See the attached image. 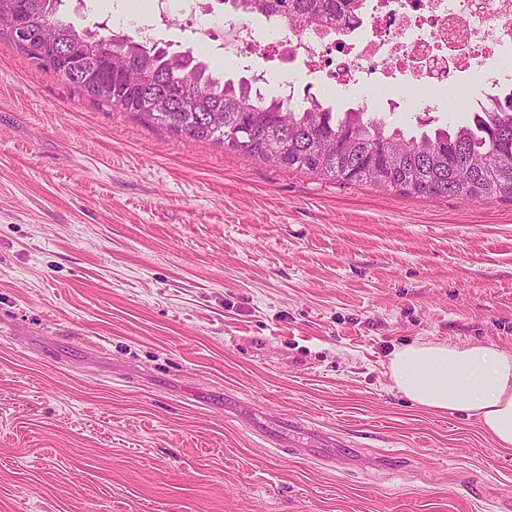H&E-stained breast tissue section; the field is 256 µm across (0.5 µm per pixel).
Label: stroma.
Masks as SVG:
<instances>
[{
    "mask_svg": "<svg viewBox=\"0 0 512 512\" xmlns=\"http://www.w3.org/2000/svg\"><path fill=\"white\" fill-rule=\"evenodd\" d=\"M152 8L62 11L130 36ZM156 39L241 74L180 15ZM417 340L512 351V199L287 171L0 39V512H512V448L395 388ZM286 420L308 434L270 447Z\"/></svg>",
    "mask_w": 512,
    "mask_h": 512,
    "instance_id": "obj_1",
    "label": "stroma"
}]
</instances>
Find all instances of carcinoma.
Wrapping results in <instances>:
<instances>
[{"label": "carcinoma", "instance_id": "1", "mask_svg": "<svg viewBox=\"0 0 512 512\" xmlns=\"http://www.w3.org/2000/svg\"><path fill=\"white\" fill-rule=\"evenodd\" d=\"M353 0H249L255 15L277 11L288 27L306 31L349 9ZM64 0H0V15L34 32L55 29L66 60L52 67L0 28L36 68L53 72L97 102L198 142L226 146L288 171H309L346 185H370L403 196H453L479 202L512 198V92L461 125L417 131L389 128L358 107L317 100L287 106L248 79H221L193 52L159 43L115 40L58 14Z\"/></svg>", "mask_w": 512, "mask_h": 512}]
</instances>
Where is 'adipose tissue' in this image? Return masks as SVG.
Segmentation results:
<instances>
[{
    "label": "adipose tissue",
    "mask_w": 512,
    "mask_h": 512,
    "mask_svg": "<svg viewBox=\"0 0 512 512\" xmlns=\"http://www.w3.org/2000/svg\"><path fill=\"white\" fill-rule=\"evenodd\" d=\"M389 370L413 403L473 414L498 446L512 448V353L421 341L396 349Z\"/></svg>",
    "instance_id": "adipose-tissue-1"
}]
</instances>
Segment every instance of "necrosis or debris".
Wrapping results in <instances>:
<instances>
[{
    "label": "necrosis or debris",
    "mask_w": 512,
    "mask_h": 512,
    "mask_svg": "<svg viewBox=\"0 0 512 512\" xmlns=\"http://www.w3.org/2000/svg\"><path fill=\"white\" fill-rule=\"evenodd\" d=\"M158 14L172 11L201 30L223 29L214 46L244 61L260 87L301 104L297 80L317 76L344 92L368 88L386 99L437 109L469 111L468 87L512 90V0H364L354 27L337 24L320 39L289 30L275 13L254 20L232 0H153ZM263 52L279 70L252 64Z\"/></svg>",
    "instance_id": "1"
}]
</instances>
